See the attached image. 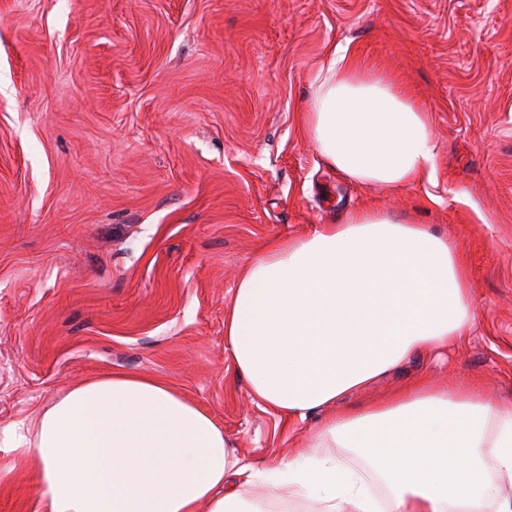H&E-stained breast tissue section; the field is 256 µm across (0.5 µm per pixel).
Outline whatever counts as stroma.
<instances>
[{
    "label": "stroma",
    "instance_id": "35a3bbf8",
    "mask_svg": "<svg viewBox=\"0 0 512 512\" xmlns=\"http://www.w3.org/2000/svg\"><path fill=\"white\" fill-rule=\"evenodd\" d=\"M339 48L424 108L435 174L389 190L302 130ZM357 208L447 237L476 300L465 344L417 379L512 400V0H0V429L75 383L159 378L244 461L311 423L253 402L224 344L247 266ZM0 512H41L24 466Z\"/></svg>",
    "mask_w": 512,
    "mask_h": 512
}]
</instances>
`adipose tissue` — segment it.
Masks as SVG:
<instances>
[{"mask_svg": "<svg viewBox=\"0 0 512 512\" xmlns=\"http://www.w3.org/2000/svg\"><path fill=\"white\" fill-rule=\"evenodd\" d=\"M303 121L323 161L351 181L397 189L435 172L426 112L346 50L317 73ZM473 307L456 245L356 210L270 244L224 317L225 349L254 400L286 420L318 418L317 454L241 462L194 402L132 374L77 383L0 431V445L31 467L44 512H257L256 487L310 512H512V404L417 381L334 411L410 359L459 344ZM414 450L431 451L437 476L398 479L380 464ZM447 471L473 475L468 494Z\"/></svg>", "mask_w": 512, "mask_h": 512, "instance_id": "1", "label": "adipose tissue"}]
</instances>
